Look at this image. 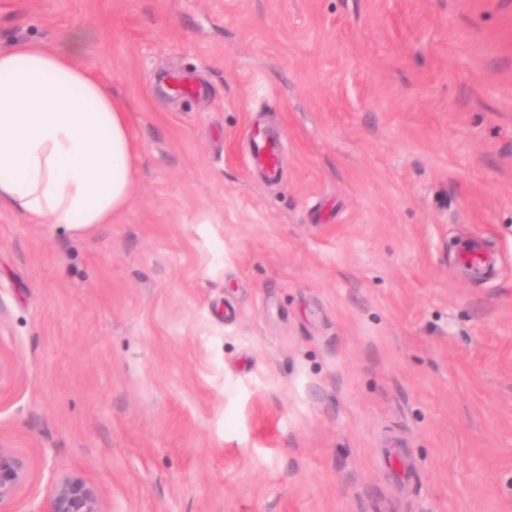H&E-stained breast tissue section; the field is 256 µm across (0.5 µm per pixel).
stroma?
Listing matches in <instances>:
<instances>
[{
	"mask_svg": "<svg viewBox=\"0 0 512 512\" xmlns=\"http://www.w3.org/2000/svg\"><path fill=\"white\" fill-rule=\"evenodd\" d=\"M78 27L137 184L0 210V512H512V0H0L1 43ZM252 156L255 165L265 169L269 175L273 176L277 173L281 163V153L277 143L267 140L255 141ZM24 456L10 448H0V506L13 499L28 479ZM46 512H101L97 489L80 475L61 478Z\"/></svg>",
	"mask_w": 512,
	"mask_h": 512,
	"instance_id": "obj_1",
	"label": "stroma"
}]
</instances>
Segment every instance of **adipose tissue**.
Instances as JSON below:
<instances>
[{
	"instance_id": "ef3b65f1",
	"label": "adipose tissue",
	"mask_w": 512,
	"mask_h": 512,
	"mask_svg": "<svg viewBox=\"0 0 512 512\" xmlns=\"http://www.w3.org/2000/svg\"><path fill=\"white\" fill-rule=\"evenodd\" d=\"M89 38L0 45V209L75 230L128 207L140 151L125 103L78 63Z\"/></svg>"
}]
</instances>
